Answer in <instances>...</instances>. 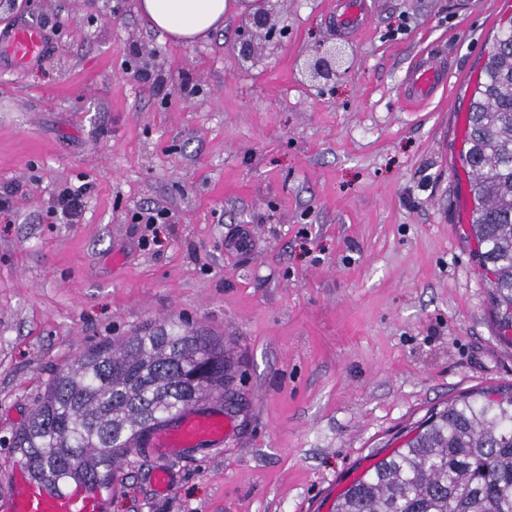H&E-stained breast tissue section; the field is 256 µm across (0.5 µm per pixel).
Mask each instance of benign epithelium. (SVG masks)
<instances>
[{
	"instance_id": "obj_1",
	"label": "benign epithelium",
	"mask_w": 512,
	"mask_h": 512,
	"mask_svg": "<svg viewBox=\"0 0 512 512\" xmlns=\"http://www.w3.org/2000/svg\"><path fill=\"white\" fill-rule=\"evenodd\" d=\"M280 0H252L238 29L234 52L243 63L259 64L288 37V26L275 21ZM349 53L341 44H319L304 58L301 73L313 85L326 87L346 73Z\"/></svg>"
}]
</instances>
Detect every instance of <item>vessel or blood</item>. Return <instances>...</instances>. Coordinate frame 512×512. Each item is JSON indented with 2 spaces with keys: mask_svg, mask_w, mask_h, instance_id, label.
<instances>
[{
  "mask_svg": "<svg viewBox=\"0 0 512 512\" xmlns=\"http://www.w3.org/2000/svg\"><path fill=\"white\" fill-rule=\"evenodd\" d=\"M366 26L363 0H337L336 27L358 34ZM10 58V70L37 63L43 56L47 39L40 26L18 24L0 34ZM445 67L434 60L410 68L405 78L403 100L411 108L426 106L435 93L447 85ZM229 424L222 413L199 409L182 413L171 424L161 427L155 437L156 446L168 449L189 448L205 441L223 445ZM8 512H105L101 494L82 484H73L57 490L31 480L27 472L14 477L13 490L8 500Z\"/></svg>",
  "mask_w": 512,
  "mask_h": 512,
  "instance_id": "1",
  "label": "vessel or blood"
}]
</instances>
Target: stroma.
<instances>
[{"instance_id": "35a3bbf8", "label": "stroma", "mask_w": 512, "mask_h": 512, "mask_svg": "<svg viewBox=\"0 0 512 512\" xmlns=\"http://www.w3.org/2000/svg\"><path fill=\"white\" fill-rule=\"evenodd\" d=\"M357 39L336 0H284L262 65L232 47L244 11L191 43L137 0H16L0 30L49 47L0 75V510L15 433L76 355L175 321L223 341V447H152L114 469L106 512H332L354 478L448 401L512 389L458 154L478 72L512 0H366ZM319 41L353 53L335 88L299 73ZM155 50L150 78L126 73ZM449 80L401 104L427 56ZM86 185L79 223L61 189ZM163 207L164 223L137 213ZM171 477L168 492L153 482Z\"/></svg>"}]
</instances>
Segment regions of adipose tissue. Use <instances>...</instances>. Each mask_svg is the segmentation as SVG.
Here are the masks:
<instances>
[{
	"mask_svg": "<svg viewBox=\"0 0 512 512\" xmlns=\"http://www.w3.org/2000/svg\"><path fill=\"white\" fill-rule=\"evenodd\" d=\"M226 0H138L151 27L173 40L190 42L224 22Z\"/></svg>",
	"mask_w": 512,
	"mask_h": 512,
	"instance_id": "obj_1",
	"label": "adipose tissue"
}]
</instances>
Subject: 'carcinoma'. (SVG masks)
<instances>
[{"label":"carcinoma","mask_w":512,"mask_h":512,"mask_svg":"<svg viewBox=\"0 0 512 512\" xmlns=\"http://www.w3.org/2000/svg\"><path fill=\"white\" fill-rule=\"evenodd\" d=\"M468 111L472 232L488 301L512 345V29L498 36ZM224 343L159 323L83 352L48 383L13 448L56 489L106 485L112 468L194 404L224 397ZM333 512H512V392L462 397L337 497Z\"/></svg>","instance_id":"cac0c4a2"}]
</instances>
